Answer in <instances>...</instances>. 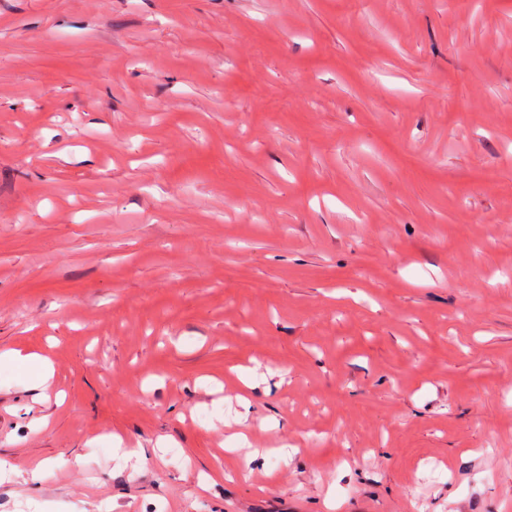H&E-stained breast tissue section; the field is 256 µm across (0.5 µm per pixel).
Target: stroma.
<instances>
[{"mask_svg": "<svg viewBox=\"0 0 512 512\" xmlns=\"http://www.w3.org/2000/svg\"><path fill=\"white\" fill-rule=\"evenodd\" d=\"M7 350L0 512H512V0H0ZM23 366L35 364L41 370L44 380L51 376L52 368L49 361L37 354L22 355L19 351L6 352L0 354V363Z\"/></svg>", "mask_w": 512, "mask_h": 512, "instance_id": "35a3bbf8", "label": "stroma"}]
</instances>
